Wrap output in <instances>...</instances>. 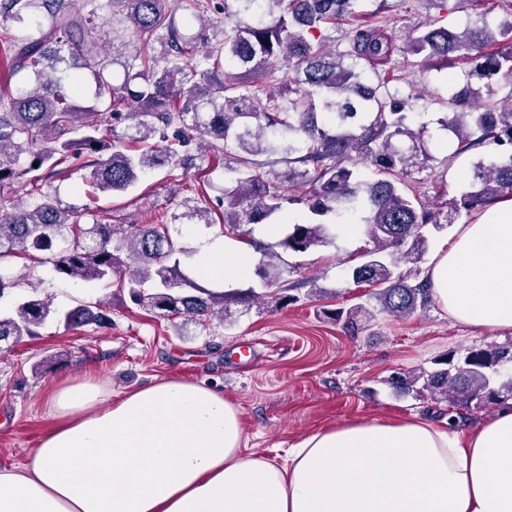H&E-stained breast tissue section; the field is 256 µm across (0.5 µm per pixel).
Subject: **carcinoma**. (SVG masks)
Listing matches in <instances>:
<instances>
[{
  "mask_svg": "<svg viewBox=\"0 0 512 512\" xmlns=\"http://www.w3.org/2000/svg\"><path fill=\"white\" fill-rule=\"evenodd\" d=\"M224 21L204 20L208 0H0L5 22L35 21L38 36L12 45L10 76L33 74L7 98L0 96V299L13 285L8 263L32 251L63 279L127 285L131 300L188 322L224 320L230 306L244 310L261 299L249 288H213L181 269L180 255L167 224H101L94 210L65 205L53 183L73 164L86 171L92 191L126 192L143 176L186 161L184 148L208 143L209 158L229 157L224 167L223 229L245 239L260 259L254 274L266 288L286 289L273 260L272 245L253 235L256 224L282 225L278 246L303 253L333 245L341 224L361 225L372 248L364 261L347 270V280L366 285L372 303L332 310L331 320L351 336L380 314L407 318L432 302L428 277L409 276L400 264L421 262L428 246L427 226L443 229L462 214L512 197V93L472 107L474 92L448 88L440 99L451 111L443 129L458 139L450 160L488 144L497 156L475 165L471 190L450 205H431L408 183L411 171L431 156L424 142L427 126L414 125L406 103L389 88L399 53L448 65L472 64L471 77L494 75L512 85V19L493 24L477 11L486 0H455L475 13L462 29L448 27V0H427L437 15L399 46L387 27L359 10L363 0H234ZM200 23L184 34L178 11ZM352 18L344 50H329V28ZM215 29L214 38L207 37ZM128 39L133 51L123 62L124 78L113 84L114 60L100 46L102 36ZM170 46L158 61L146 47ZM95 83L94 100L109 99L107 111L69 102L62 93L68 79L71 97L85 93L82 77ZM284 72L278 92L257 95L254 82ZM206 87H201V83ZM406 137L412 147L397 141ZM39 166H34V162ZM367 161L371 173L356 166ZM282 162L285 167L274 169ZM307 206L311 219L290 224L288 206ZM92 217L80 224L79 218ZM53 314L49 302L29 299L13 314H0V342L37 335ZM107 308L80 305L64 315L68 327L101 325ZM512 345L493 350L450 352L431 371H408L391 381L402 395L426 388L463 410H479L512 399Z\"/></svg>",
  "mask_w": 512,
  "mask_h": 512,
  "instance_id": "cac0c4a2",
  "label": "carcinoma"
}]
</instances>
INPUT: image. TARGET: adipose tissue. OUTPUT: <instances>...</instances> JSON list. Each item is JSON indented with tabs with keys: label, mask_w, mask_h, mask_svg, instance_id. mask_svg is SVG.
<instances>
[{
	"label": "adipose tissue",
	"mask_w": 512,
	"mask_h": 512,
	"mask_svg": "<svg viewBox=\"0 0 512 512\" xmlns=\"http://www.w3.org/2000/svg\"><path fill=\"white\" fill-rule=\"evenodd\" d=\"M196 263L204 280L244 279L254 255L217 236ZM427 276L455 321L512 330V198L458 225ZM50 411L39 448L0 467V512H512V401L467 432L424 418L325 428L282 461L244 454L239 410L203 383L114 397L74 378Z\"/></svg>",
	"instance_id": "ef3b65f1"
}]
</instances>
